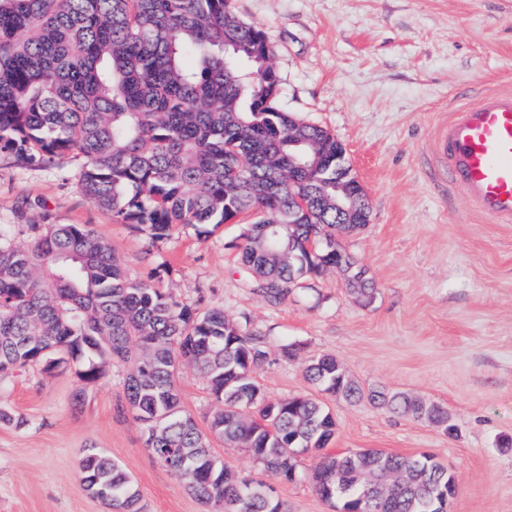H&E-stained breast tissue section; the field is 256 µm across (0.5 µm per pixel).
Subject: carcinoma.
Instances as JSON below:
<instances>
[{"instance_id": "cac0c4a2", "label": "carcinoma", "mask_w": 512, "mask_h": 512, "mask_svg": "<svg viewBox=\"0 0 512 512\" xmlns=\"http://www.w3.org/2000/svg\"><path fill=\"white\" fill-rule=\"evenodd\" d=\"M275 56L232 0H0V158L40 167L81 155L89 200L154 244L176 224L207 236L250 213L241 260L268 302L337 268L370 304L372 281L336 246L347 227L318 183L288 172L294 118L278 106ZM268 224L286 225L280 239L268 238ZM267 358L263 331L131 281L111 247L79 224H55L45 210L38 222L0 225V383L39 365L46 374L73 368L88 386L105 377L108 361L132 363L125 396L146 448L213 512H282V504L224 467L210 438L294 482V457L324 450L336 435L320 399L266 395L253 372ZM186 368L205 378L215 402L207 435L180 409ZM305 375L322 394L365 397L455 431L438 406L364 394L331 354L309 358ZM81 467L86 490L112 512H141L118 463L91 448ZM312 482L342 512H439L455 490L429 455L373 450L321 455Z\"/></svg>"}]
</instances>
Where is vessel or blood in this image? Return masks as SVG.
<instances>
[{
    "label": "vessel or blood",
    "mask_w": 512,
    "mask_h": 512,
    "mask_svg": "<svg viewBox=\"0 0 512 512\" xmlns=\"http://www.w3.org/2000/svg\"><path fill=\"white\" fill-rule=\"evenodd\" d=\"M434 147L476 210L512 224V90H486L475 101L455 103Z\"/></svg>",
    "instance_id": "vessel-or-blood-1"
}]
</instances>
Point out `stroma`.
I'll return each instance as SVG.
<instances>
[{
    "label": "stroma",
    "instance_id": "1",
    "mask_svg": "<svg viewBox=\"0 0 512 512\" xmlns=\"http://www.w3.org/2000/svg\"><path fill=\"white\" fill-rule=\"evenodd\" d=\"M243 21L276 48L279 104L328 129L364 187L371 221L343 245L366 269L377 295L362 305L341 271L303 278L273 305L255 293L240 261L243 224L206 237L176 226L160 248L113 223L85 195L81 157L23 167L0 160V225L33 215L43 202L57 223L80 224L107 242L135 280L184 304L223 309L269 338V360L254 371L266 394L312 393L303 358L330 353L364 388L403 391L447 408L455 436L410 416L329 395L337 431L331 454L376 449L431 455L454 476L450 512H512V224L474 211L461 190L431 182L421 167L443 109L473 87L512 88V0H233ZM168 267V274L152 273ZM299 343L285 360L281 345ZM129 364L110 363L82 388L72 372L31 367L0 390V407L22 427L0 425V512H109L81 481L94 447L132 476L143 512H205L185 482L149 453L125 401ZM182 410L200 430L212 411L194 372L178 383ZM84 390L81 407L72 396ZM241 477L269 486L284 512H333L310 475L319 456L298 458L286 483L244 450L212 441Z\"/></svg>",
    "mask_w": 512,
    "mask_h": 512
}]
</instances>
